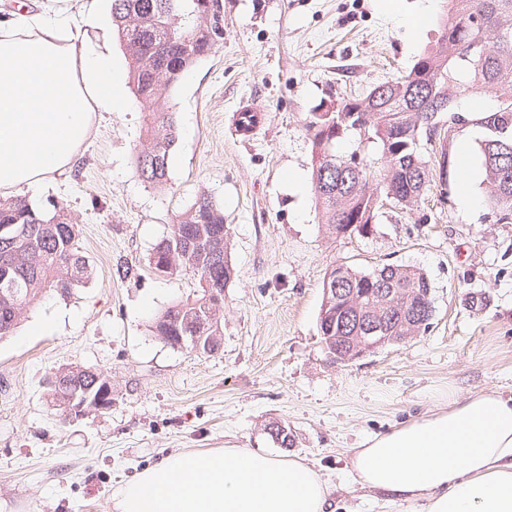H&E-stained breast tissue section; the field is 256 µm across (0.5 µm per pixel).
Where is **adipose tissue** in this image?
<instances>
[{
  "label": "adipose tissue",
  "instance_id": "obj_1",
  "mask_svg": "<svg viewBox=\"0 0 512 512\" xmlns=\"http://www.w3.org/2000/svg\"><path fill=\"white\" fill-rule=\"evenodd\" d=\"M126 77L111 49L61 18L0 15V193L67 173L114 111ZM350 470L389 503L423 512H512V397L475 393L367 437ZM332 487L319 470L252 448L188 450L120 485L114 512H325Z\"/></svg>",
  "mask_w": 512,
  "mask_h": 512
}]
</instances>
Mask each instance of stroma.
<instances>
[{
  "label": "stroma",
  "mask_w": 512,
  "mask_h": 512,
  "mask_svg": "<svg viewBox=\"0 0 512 512\" xmlns=\"http://www.w3.org/2000/svg\"><path fill=\"white\" fill-rule=\"evenodd\" d=\"M401 4L395 20L386 0H224L223 47L172 93V188L138 176L146 114L130 94L100 113L71 172L34 189L78 215L79 246L95 274L69 296L35 303L0 340V512H111L123 481L189 448L294 457L333 485L331 512H382L374 493L344 471L359 439L438 400L512 396V222L498 221L482 200L476 152L489 132L475 117L498 100L457 102V122L421 146L432 172L426 198L410 211L384 207L370 237L327 236L310 190L309 113L409 70L438 36L443 0ZM425 10V26H405ZM245 100L265 114L248 140L232 126ZM465 187L478 198L475 209L463 205ZM203 192L224 206L237 268L214 354L171 348L151 333L156 315L198 281L156 275L149 257ZM337 262L424 270L434 285L429 330L350 363L330 362L318 314ZM65 366L103 371L111 409L60 420L46 383ZM271 422L287 424L291 447L271 439Z\"/></svg>",
  "instance_id": "obj_1"
}]
</instances>
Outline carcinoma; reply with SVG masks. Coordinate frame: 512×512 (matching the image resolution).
Returning <instances> with one entry per match:
<instances>
[{
    "label": "carcinoma",
    "instance_id": "1",
    "mask_svg": "<svg viewBox=\"0 0 512 512\" xmlns=\"http://www.w3.org/2000/svg\"><path fill=\"white\" fill-rule=\"evenodd\" d=\"M112 35L124 50L128 82L149 117L136 146L141 179L172 188L170 163L178 113L171 92L184 73L224 44V0H112ZM441 33L403 76L387 80L361 98H344L337 110L312 112L310 185L321 224L331 236L368 237L388 203L418 205L430 185L419 144L436 137L442 116L464 92L493 93L498 109L477 122L492 135L479 143L483 195L500 220H512V0H448ZM355 133L375 144L380 166L371 172L356 152L336 154V143ZM79 219L62 202L0 199V340L12 335L29 308L45 294L62 296L87 285L88 258L78 244ZM232 227L224 205L199 194L154 248L152 268L165 277L192 275L199 291L156 316L151 332L172 348L213 354L223 345L224 290L235 279ZM435 312L433 286L421 270L386 264L358 270L336 264L323 282L318 322L334 363L355 359L354 337L369 325L382 336L416 337ZM47 399L65 420L72 408L97 407L112 394V381L93 367L60 368L49 378Z\"/></svg>",
    "mask_w": 512,
    "mask_h": 512
}]
</instances>
